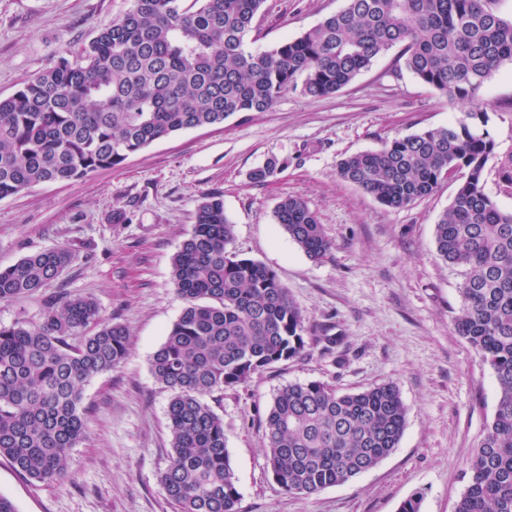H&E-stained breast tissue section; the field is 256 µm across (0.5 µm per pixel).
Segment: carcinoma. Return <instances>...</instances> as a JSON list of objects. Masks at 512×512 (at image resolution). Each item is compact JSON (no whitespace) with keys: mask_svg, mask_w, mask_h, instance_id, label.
Listing matches in <instances>:
<instances>
[{"mask_svg":"<svg viewBox=\"0 0 512 512\" xmlns=\"http://www.w3.org/2000/svg\"><path fill=\"white\" fill-rule=\"evenodd\" d=\"M264 2L133 0L83 48L81 61L62 57L0 99V199L116 168L185 130L264 112L299 79L307 96L334 95L393 48L419 81L463 104L512 62V20L489 10V0H346L299 36L259 50L251 33ZM487 121L471 109L446 127L338 164L344 181L390 208L432 194L450 170L461 173L435 224V248L465 270L455 327L493 370L499 396L455 512H512V212L484 191L495 154L479 130ZM280 170L270 159L249 179L266 182ZM275 220L311 259L331 251L304 200L282 198ZM233 238L223 195H203L171 264L185 305L150 359L154 379L170 392L171 454L161 484L177 512H240L224 422L204 397L299 356L311 333L277 273L230 250ZM75 257L50 248L0 268V302L41 291ZM128 351L126 327L102 320L87 296L51 299L36 324H0V457L35 482L65 477L70 450L86 439L83 386ZM405 420L390 382L359 392L293 382L274 394L262 443L281 489L314 494L388 457Z\"/></svg>","mask_w":512,"mask_h":512,"instance_id":"cac0c4a2","label":"carcinoma"}]
</instances>
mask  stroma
<instances>
[{
    "mask_svg": "<svg viewBox=\"0 0 512 512\" xmlns=\"http://www.w3.org/2000/svg\"><path fill=\"white\" fill-rule=\"evenodd\" d=\"M132 0H0V98L21 89L62 54L78 55ZM345 0H265L257 47L294 38ZM495 143L484 187L507 212L512 187L497 174L512 155V64L503 63L477 92ZM463 106L396 67L395 51L376 58L327 97L283 92L265 112L181 132L129 156L118 168L44 183L0 200V267L55 247L76 260L42 293L0 303V323L38 321L59 290L96 300L105 321L130 331L117 368L88 381L81 412L87 438L71 449L68 473L31 483L0 458V494L18 512H174L161 484L171 453L170 393L149 360L184 302L170 278L171 258L191 232L199 199L218 192L234 225L231 248L277 272L309 327L329 328L295 359L208 396L241 494L242 512H398L420 496L421 512H455L467 463L493 418L498 386L490 366L454 328L462 300L460 269L436 253L435 225L457 177L403 208L378 203L340 179L339 161L387 142L448 125ZM281 171L265 183L249 172L268 159ZM303 199L332 241L315 261L276 223L284 196ZM321 381L343 392L394 383L406 406L398 448L373 469L312 495L274 481L261 422L276 390Z\"/></svg>",
    "mask_w": 512,
    "mask_h": 512,
    "instance_id": "1",
    "label": "stroma"
}]
</instances>
